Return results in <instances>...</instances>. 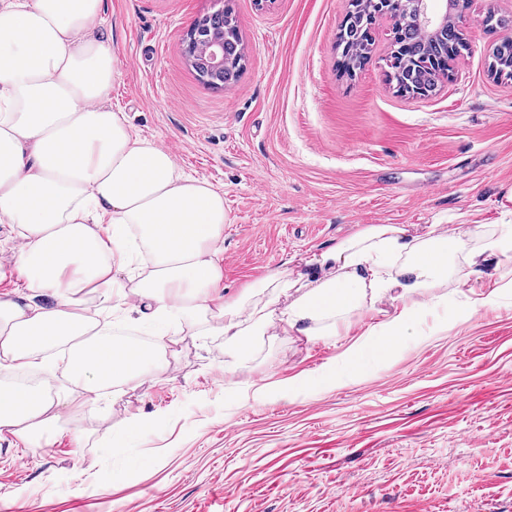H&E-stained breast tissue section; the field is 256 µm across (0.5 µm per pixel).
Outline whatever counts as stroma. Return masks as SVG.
<instances>
[{
    "mask_svg": "<svg viewBox=\"0 0 512 512\" xmlns=\"http://www.w3.org/2000/svg\"><path fill=\"white\" fill-rule=\"evenodd\" d=\"M230 4L238 80L204 86L183 48ZM348 0H103L119 74L111 103L188 175L224 191V285L311 257L361 224H512V78L488 71L487 14L433 95L399 93L373 52L339 71ZM499 289L494 307L473 301ZM349 332L262 337L231 362L220 336L178 326L155 372L71 413L34 453L0 440V512H512V263L447 287L385 355L348 365L381 313Z\"/></svg>",
    "mask_w": 512,
    "mask_h": 512,
    "instance_id": "1",
    "label": "stroma"
}]
</instances>
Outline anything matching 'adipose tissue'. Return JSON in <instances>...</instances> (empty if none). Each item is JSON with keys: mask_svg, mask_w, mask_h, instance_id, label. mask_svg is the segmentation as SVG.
<instances>
[{"mask_svg": "<svg viewBox=\"0 0 512 512\" xmlns=\"http://www.w3.org/2000/svg\"><path fill=\"white\" fill-rule=\"evenodd\" d=\"M102 2L0 0V224L18 251L13 293L0 298V436L15 447L62 435L67 412L120 394L172 351L162 332L147 346L118 339L114 314L197 325L245 359L270 328L310 336L391 294L400 308L369 331L370 352L383 355L421 312L419 295L447 282L449 261L512 262V224L477 248L442 224H363L312 256L330 276L278 270L225 299L224 193L113 110L118 62ZM290 290L295 299L273 310ZM58 349L77 393L15 383Z\"/></svg>", "mask_w": 512, "mask_h": 512, "instance_id": "ef3b65f1", "label": "adipose tissue"}]
</instances>
